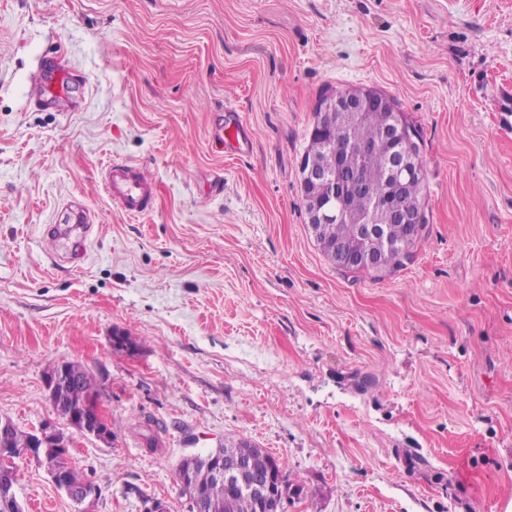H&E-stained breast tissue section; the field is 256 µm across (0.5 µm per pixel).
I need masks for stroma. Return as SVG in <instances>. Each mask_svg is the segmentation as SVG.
Returning a JSON list of instances; mask_svg holds the SVG:
<instances>
[{
	"instance_id": "1",
	"label": "stroma",
	"mask_w": 512,
	"mask_h": 512,
	"mask_svg": "<svg viewBox=\"0 0 512 512\" xmlns=\"http://www.w3.org/2000/svg\"><path fill=\"white\" fill-rule=\"evenodd\" d=\"M329 86L393 96L422 133L428 235L381 279L306 223ZM508 114L512 0H0V418L66 429L44 378L74 362L112 430L72 437L87 505L20 462L25 512H191L180 462L231 438L282 464L285 512H504ZM114 160L155 179L152 211L112 203ZM77 205L93 231L55 261L43 228Z\"/></svg>"
}]
</instances>
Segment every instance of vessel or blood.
<instances>
[{
  "label": "vessel or blood",
  "mask_w": 512,
  "mask_h": 512,
  "mask_svg": "<svg viewBox=\"0 0 512 512\" xmlns=\"http://www.w3.org/2000/svg\"><path fill=\"white\" fill-rule=\"evenodd\" d=\"M101 181L111 200L130 216L147 212L156 196L153 183L132 164H108L101 171Z\"/></svg>",
  "instance_id": "obj_1"
}]
</instances>
